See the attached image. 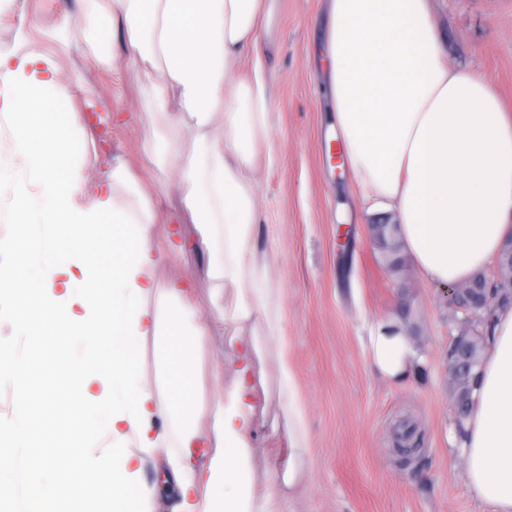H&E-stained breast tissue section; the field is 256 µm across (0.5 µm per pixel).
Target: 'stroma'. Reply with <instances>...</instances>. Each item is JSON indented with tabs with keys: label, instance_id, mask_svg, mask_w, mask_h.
<instances>
[{
	"label": "stroma",
	"instance_id": "obj_1",
	"mask_svg": "<svg viewBox=\"0 0 512 512\" xmlns=\"http://www.w3.org/2000/svg\"><path fill=\"white\" fill-rule=\"evenodd\" d=\"M88 0H26V22L63 25L70 45L45 38L78 88L101 112L138 110L133 79L116 80L84 42L78 27ZM449 61L491 77L512 108V0H437ZM327 28L321 0H278L272 23L277 53L267 64L272 88L276 163L257 187L276 219L259 225L258 251L274 259L273 285L285 312L288 350L306 409L307 475L285 512H492L462 478L448 348L456 327L447 285L400 274L381 263L350 180L340 140L329 137V103L312 65ZM153 133L131 120L106 136L113 154L154 195L160 215L179 206L175 179L144 155ZM402 323L417 363L399 380L374 368L369 338L377 326ZM255 492L264 494L288 461V435L258 415Z\"/></svg>",
	"mask_w": 512,
	"mask_h": 512
}]
</instances>
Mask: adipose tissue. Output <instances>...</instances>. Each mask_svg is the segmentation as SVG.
Segmentation results:
<instances>
[{
  "instance_id": "1",
  "label": "adipose tissue",
  "mask_w": 512,
  "mask_h": 512,
  "mask_svg": "<svg viewBox=\"0 0 512 512\" xmlns=\"http://www.w3.org/2000/svg\"><path fill=\"white\" fill-rule=\"evenodd\" d=\"M82 33L98 40L112 23L121 50L99 52L116 76L134 73L154 138L149 161L174 172L180 208L172 224L193 225L192 245L217 286L202 311L193 275L158 283L163 258L152 239L159 212L125 161L102 149L86 155L88 129L71 81L49 53L29 48L27 31L0 46V390L12 415L0 435V501L5 485L37 484L42 501L60 502L57 473L90 486L80 512H147L136 479L159 464L170 512H281L305 477L306 413L284 358L280 292L267 256L253 246L255 186L272 167L271 97L261 42L276 0H94ZM320 49L336 132L366 217L397 225L399 240L426 279L460 284L484 270L512 239V113L490 77L451 65L448 38L432 0H326ZM252 56V68L240 64ZM194 133L190 151L175 141ZM101 161L91 168V158ZM80 336L85 366L46 390L79 422L72 446L49 452L27 473L15 449L27 447L34 365L19 339ZM227 330L237 364L227 386L202 400L203 344ZM154 343L155 375L140 369ZM278 362L277 424L288 434V463L264 495L253 492L261 368ZM373 365L389 379L412 367L416 349L390 325L370 338ZM463 478L493 512H512V304L494 317L474 401L464 421Z\"/></svg>"
}]
</instances>
